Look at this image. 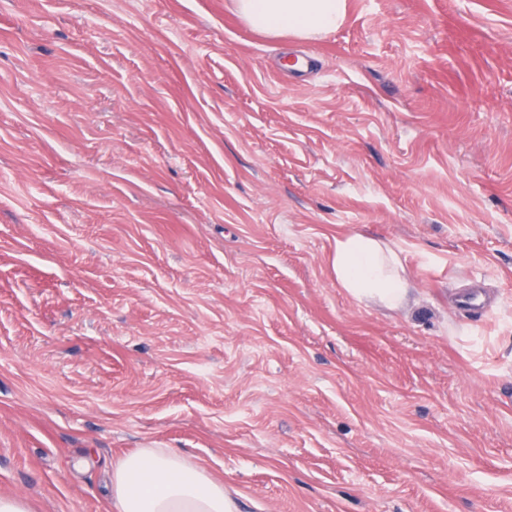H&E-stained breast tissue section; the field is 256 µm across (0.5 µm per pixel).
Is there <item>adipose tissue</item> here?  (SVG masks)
<instances>
[{
    "mask_svg": "<svg viewBox=\"0 0 512 512\" xmlns=\"http://www.w3.org/2000/svg\"><path fill=\"white\" fill-rule=\"evenodd\" d=\"M347 0H236L241 19L273 36L314 38L343 22ZM336 279L356 299L378 298L390 308L407 299L399 257L374 240L352 234L337 239ZM113 512H240L239 502L205 467L166 448H142L112 467Z\"/></svg>",
    "mask_w": 512,
    "mask_h": 512,
    "instance_id": "obj_1",
    "label": "adipose tissue"
}]
</instances>
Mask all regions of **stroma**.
Masks as SVG:
<instances>
[{"label":"stroma","instance_id":"1","mask_svg":"<svg viewBox=\"0 0 512 512\" xmlns=\"http://www.w3.org/2000/svg\"><path fill=\"white\" fill-rule=\"evenodd\" d=\"M140 448L242 512H512V0H0V498L111 512ZM346 7V0H236L238 15L253 30L302 38L336 30ZM333 264L337 281L358 300L376 297L395 309L407 299L408 282L398 272V255L368 237L337 239Z\"/></svg>","mask_w":512,"mask_h":512}]
</instances>
